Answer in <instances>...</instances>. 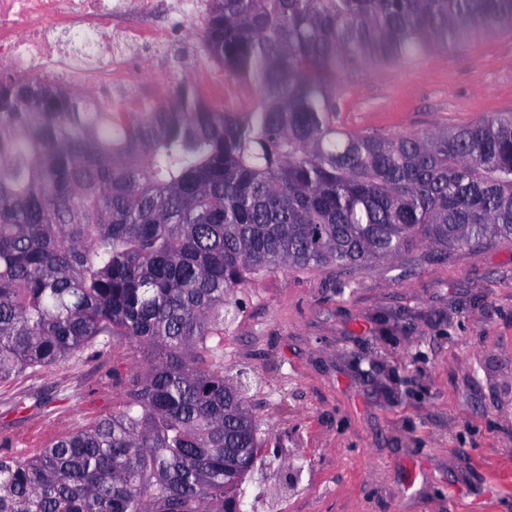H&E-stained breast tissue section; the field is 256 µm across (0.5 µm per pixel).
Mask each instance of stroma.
I'll list each match as a JSON object with an SVG mask.
<instances>
[{"label":"stroma","mask_w":512,"mask_h":512,"mask_svg":"<svg viewBox=\"0 0 512 512\" xmlns=\"http://www.w3.org/2000/svg\"><path fill=\"white\" fill-rule=\"evenodd\" d=\"M205 21L146 19L166 43L126 64L133 101L185 82L214 106L234 99L205 53ZM336 95L344 127L385 137L512 112V30L344 70ZM234 300L224 368L244 371L262 441L242 512L267 498L278 512H512V239L423 243L352 273L284 267ZM101 370L86 354L0 385V425L38 452L59 416L111 410Z\"/></svg>","instance_id":"obj_1"}]
</instances>
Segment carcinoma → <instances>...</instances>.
<instances>
[{"mask_svg": "<svg viewBox=\"0 0 512 512\" xmlns=\"http://www.w3.org/2000/svg\"><path fill=\"white\" fill-rule=\"evenodd\" d=\"M503 28L512 0H210L203 47L246 107L184 85L114 112L0 78V384L93 348L143 353L112 412L0 454V512H240L258 427L208 345L236 288L512 238L511 114L356 134L337 123L338 69Z\"/></svg>", "mask_w": 512, "mask_h": 512, "instance_id": "1", "label": "carcinoma"}]
</instances>
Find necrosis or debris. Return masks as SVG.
<instances>
[{"instance_id":"1","label":"necrosis or debris","mask_w":512,"mask_h":512,"mask_svg":"<svg viewBox=\"0 0 512 512\" xmlns=\"http://www.w3.org/2000/svg\"><path fill=\"white\" fill-rule=\"evenodd\" d=\"M154 0H0V76L111 92L112 73L157 33L116 16L150 14Z\"/></svg>"}]
</instances>
